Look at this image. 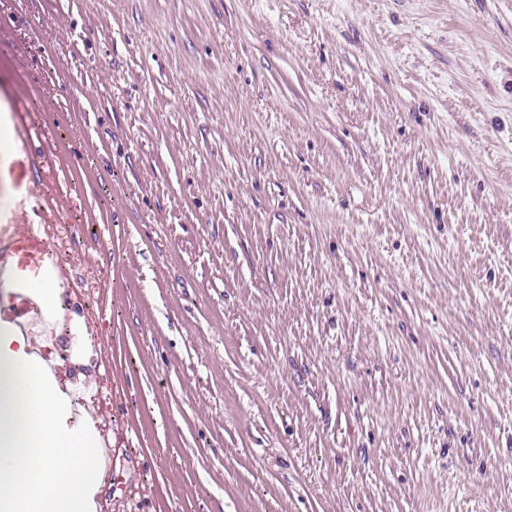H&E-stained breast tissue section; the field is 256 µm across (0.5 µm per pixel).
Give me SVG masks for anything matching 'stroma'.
I'll return each mask as SVG.
<instances>
[{
	"label": "stroma",
	"instance_id": "1",
	"mask_svg": "<svg viewBox=\"0 0 512 512\" xmlns=\"http://www.w3.org/2000/svg\"><path fill=\"white\" fill-rule=\"evenodd\" d=\"M0 15V119H44L99 272L50 381L129 387L68 404L94 512H512V0Z\"/></svg>",
	"mask_w": 512,
	"mask_h": 512
}]
</instances>
